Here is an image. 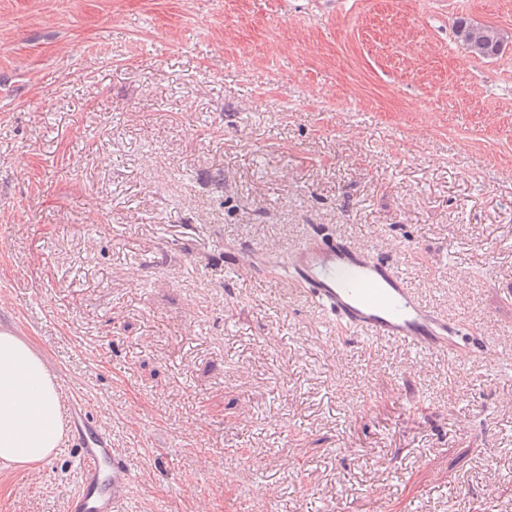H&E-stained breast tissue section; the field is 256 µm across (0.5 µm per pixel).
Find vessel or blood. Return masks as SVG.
<instances>
[{
  "instance_id": "vessel-or-blood-1",
  "label": "vessel or blood",
  "mask_w": 512,
  "mask_h": 512,
  "mask_svg": "<svg viewBox=\"0 0 512 512\" xmlns=\"http://www.w3.org/2000/svg\"><path fill=\"white\" fill-rule=\"evenodd\" d=\"M283 281L305 291L350 330L371 340L411 346L421 357L456 356L474 328L449 322L427 305L397 267L369 247L343 238L306 240L284 264ZM78 436L81 481L68 512H115L132 481V469L112 450L109 435L70 400Z\"/></svg>"
}]
</instances>
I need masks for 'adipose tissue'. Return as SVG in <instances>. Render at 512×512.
<instances>
[{
	"label": "adipose tissue",
	"instance_id": "adipose-tissue-1",
	"mask_svg": "<svg viewBox=\"0 0 512 512\" xmlns=\"http://www.w3.org/2000/svg\"><path fill=\"white\" fill-rule=\"evenodd\" d=\"M57 379L20 336L0 332V462L26 468L65 442Z\"/></svg>",
	"mask_w": 512,
	"mask_h": 512
}]
</instances>
